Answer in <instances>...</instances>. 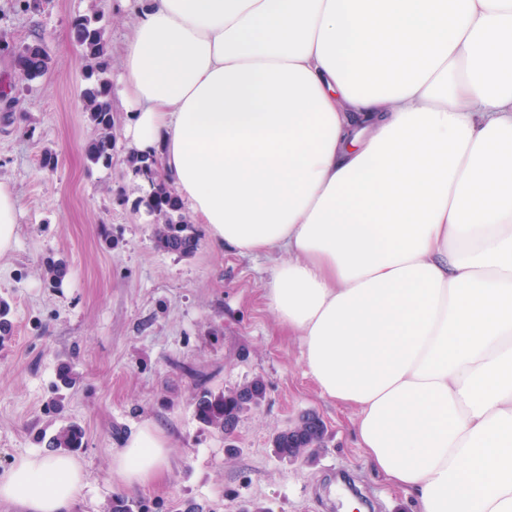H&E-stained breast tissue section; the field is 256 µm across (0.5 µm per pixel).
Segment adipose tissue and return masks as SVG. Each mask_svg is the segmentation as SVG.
<instances>
[{"label": "adipose tissue", "mask_w": 512, "mask_h": 512, "mask_svg": "<svg viewBox=\"0 0 512 512\" xmlns=\"http://www.w3.org/2000/svg\"><path fill=\"white\" fill-rule=\"evenodd\" d=\"M112 106L268 309L371 468L421 512H512V0H114ZM146 424L112 456L165 471ZM67 454L0 473L70 512Z\"/></svg>", "instance_id": "adipose-tissue-1"}]
</instances>
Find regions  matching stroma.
Returning <instances> with one entry per match:
<instances>
[{
  "label": "stroma",
  "mask_w": 512,
  "mask_h": 512,
  "mask_svg": "<svg viewBox=\"0 0 512 512\" xmlns=\"http://www.w3.org/2000/svg\"><path fill=\"white\" fill-rule=\"evenodd\" d=\"M94 11L117 56L131 20L102 0H0V87L22 105L17 113L0 107V180L22 203L17 245L0 256V301L13 324L0 340V471L17 456L48 453L51 437L73 422L85 432L76 456L87 484L72 512H109L123 492L143 512H345L343 474L372 512H420L356 448L353 409L320 397L306 376L298 338L267 308L266 258L216 247L200 224L194 255L155 248L152 216L133 208L150 187L127 163L125 113L112 115L111 163L87 159L98 129L81 98L72 21ZM38 41L49 69L21 80L17 53ZM47 150L57 160L50 171L40 166ZM53 261L68 266L57 288L42 275ZM64 363L77 380L60 390ZM256 377L265 399L232 439L197 419L203 392ZM309 411L327 427L326 448L308 461L279 458L272 435ZM147 423L170 442V470L127 491L112 455Z\"/></svg>",
  "instance_id": "stroma-1"
}]
</instances>
